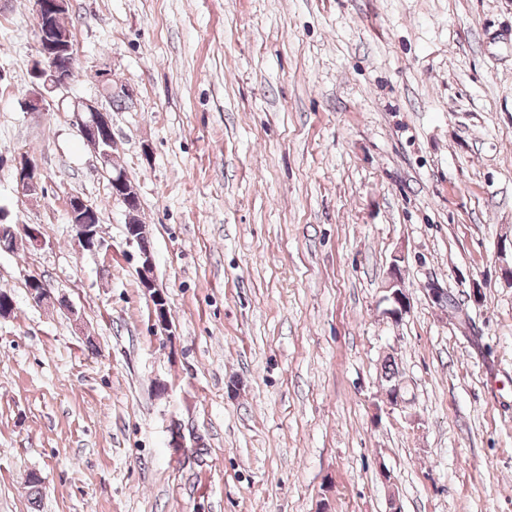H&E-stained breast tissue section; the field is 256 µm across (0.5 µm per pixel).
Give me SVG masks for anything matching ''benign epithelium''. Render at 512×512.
<instances>
[{
	"instance_id": "obj_1",
	"label": "benign epithelium",
	"mask_w": 512,
	"mask_h": 512,
	"mask_svg": "<svg viewBox=\"0 0 512 512\" xmlns=\"http://www.w3.org/2000/svg\"><path fill=\"white\" fill-rule=\"evenodd\" d=\"M69 0H37V27L39 32L40 60L37 62L35 78L42 84H33L26 98V107L31 112L45 110V90L64 88L69 83V71L59 66L61 58H75L72 48V37L69 30L54 28L50 19L52 16H61L68 11ZM79 131L88 145L98 154L103 164L110 161L108 146L113 140L112 121L110 113L95 101H85L76 109ZM40 172L34 161L28 157H21L18 167L17 184L19 191L24 195L36 193L40 188ZM95 206L90 202L74 197L69 201V219L75 241L85 250H92L100 245L98 238L99 228L91 220ZM128 239L137 243L143 264L141 278L143 287L152 292L154 311L159 324H166V308L163 305L161 293L155 290V284L150 276L152 260L145 229L134 227ZM43 244L40 232L30 226H25L23 233L15 234L13 248L40 247ZM387 300L391 308L387 314L396 319L406 314L410 307L407 287L397 270L391 271L387 288ZM28 293L37 304H50L54 300L51 289L42 281L32 279L29 281Z\"/></svg>"
}]
</instances>
